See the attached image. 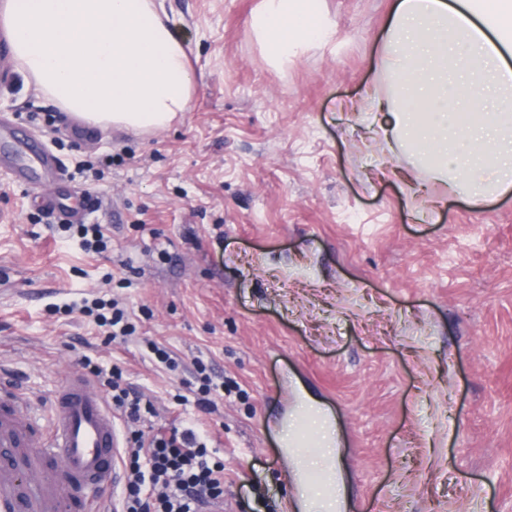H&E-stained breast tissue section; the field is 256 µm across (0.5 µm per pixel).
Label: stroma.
<instances>
[{
	"mask_svg": "<svg viewBox=\"0 0 512 512\" xmlns=\"http://www.w3.org/2000/svg\"><path fill=\"white\" fill-rule=\"evenodd\" d=\"M394 0H323L336 41L277 68L251 27L259 0H162L195 73L164 131L96 144L48 125L18 73L0 115L97 197L111 239L85 251L26 189L0 178V374L35 403L89 358L154 397L145 433L195 425L224 462L233 512H287L295 467L280 431L313 397L337 429L345 503L372 512H512V195L410 194L354 108L385 92ZM133 307L103 336L72 302ZM149 337L181 360L166 370ZM202 359L228 395L189 400Z\"/></svg>",
	"mask_w": 512,
	"mask_h": 512,
	"instance_id": "35a3bbf8",
	"label": "stroma"
}]
</instances>
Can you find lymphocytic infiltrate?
Returning a JSON list of instances; mask_svg holds the SVG:
<instances>
[{
    "mask_svg": "<svg viewBox=\"0 0 512 512\" xmlns=\"http://www.w3.org/2000/svg\"><path fill=\"white\" fill-rule=\"evenodd\" d=\"M81 311L93 316L112 339L124 340L135 332L118 302L96 300ZM93 375L113 406L134 425L125 440L120 512H206L211 503L223 500L224 464L194 427L144 436L135 425L154 416L153 400L126 383L120 366L107 373L97 369Z\"/></svg>",
    "mask_w": 512,
    "mask_h": 512,
    "instance_id": "1",
    "label": "lymphocytic infiltrate"
}]
</instances>
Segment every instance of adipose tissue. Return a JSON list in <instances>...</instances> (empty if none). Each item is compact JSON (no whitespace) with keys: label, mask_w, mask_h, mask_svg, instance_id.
Segmentation results:
<instances>
[{"label":"adipose tissue","mask_w":512,"mask_h":512,"mask_svg":"<svg viewBox=\"0 0 512 512\" xmlns=\"http://www.w3.org/2000/svg\"><path fill=\"white\" fill-rule=\"evenodd\" d=\"M251 26L274 65L336 38L322 0H261ZM0 34L24 82L90 126L157 132L189 109L185 39L156 0H0ZM384 50L390 92L360 123L461 197L512 193V0H396ZM306 413L307 467L332 468L333 426Z\"/></svg>","instance_id":"adipose-tissue-1"}]
</instances>
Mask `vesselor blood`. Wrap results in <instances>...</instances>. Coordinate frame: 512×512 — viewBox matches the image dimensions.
Masks as SVG:
<instances>
[{
	"instance_id": "b4317fda",
	"label": "vessel or blood",
	"mask_w": 512,
	"mask_h": 512,
	"mask_svg": "<svg viewBox=\"0 0 512 512\" xmlns=\"http://www.w3.org/2000/svg\"><path fill=\"white\" fill-rule=\"evenodd\" d=\"M0 174L30 189L47 186L41 210L80 223L92 199L74 190L61 161L35 137L0 119ZM120 434L111 407L83 373L71 372L43 414L16 385L0 379V512H107L121 482L115 459Z\"/></svg>"
}]
</instances>
